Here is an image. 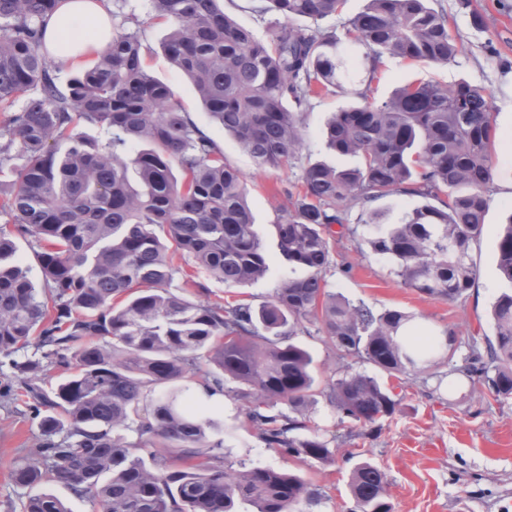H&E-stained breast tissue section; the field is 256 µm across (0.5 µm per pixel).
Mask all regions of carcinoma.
<instances>
[{
  "instance_id": "cac0c4a2",
  "label": "carcinoma",
  "mask_w": 512,
  "mask_h": 512,
  "mask_svg": "<svg viewBox=\"0 0 512 512\" xmlns=\"http://www.w3.org/2000/svg\"><path fill=\"white\" fill-rule=\"evenodd\" d=\"M62 0H0V166L24 164L0 183V354L10 358L6 387L24 389L40 417V437L12 469L22 488L56 483L98 512H294L321 494L303 476L268 466L224 464L207 441L211 406L194 388L245 401L247 424L265 444L312 467L335 451L308 433L307 412L321 396L340 421L375 425L399 400L378 375L418 377L456 340L402 336L413 316L373 312L326 290L336 245L356 229L353 207L393 194L426 203L396 222L364 209L376 225L371 250L394 264L402 284L455 302L474 285L471 244L480 236L493 179L495 127L483 88L414 80L382 101L350 102L333 113L327 147L359 159L338 168L307 165L304 190L288 193L275 224L281 256L305 274L284 279L259 305L175 293V260L186 256L229 287L264 278L269 256L255 233L236 168L174 100L171 86L143 65L137 20L58 82L62 64L44 47L46 21ZM223 0H151L170 21V64L193 85L210 117L261 167L288 165L302 145L299 113L311 96L334 94L347 60L336 32L319 21L344 0H256L260 16L280 14L269 38L237 23ZM309 21L307 25L296 23ZM346 37L365 48L375 79L385 55L446 65L456 56L448 16L429 0H368ZM97 126L102 139L76 131ZM179 170L183 179L174 175ZM339 225L342 231L333 230ZM31 240L42 279L32 281L17 239ZM497 266L512 282V225L499 236ZM494 334L459 372L473 387L512 398V293L492 306ZM314 324L336 353V371L319 386L312 355L291 338ZM32 347L30 357L12 355ZM371 365V374L353 368ZM52 370L68 376L47 395ZM169 391L155 395L156 388ZM283 403L288 411H276ZM135 427L137 440L118 431ZM357 512H391L386 473L370 461L352 468ZM23 512H67L52 494L27 497Z\"/></svg>"
}]
</instances>
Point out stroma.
<instances>
[{
    "label": "stroma",
    "instance_id": "35a3bbf8",
    "mask_svg": "<svg viewBox=\"0 0 512 512\" xmlns=\"http://www.w3.org/2000/svg\"><path fill=\"white\" fill-rule=\"evenodd\" d=\"M431 5L448 16L459 48L455 60L438 66L392 58L372 81L363 70L348 69L341 78L342 92L311 97L301 107L302 146L295 159L278 169L258 167L237 141L209 118L192 84L170 67L162 51L169 24L155 17L149 0H124L121 13L112 18L116 27L130 15L141 20L148 47L146 67L173 88L183 109L242 175L255 230L270 256L262 281L236 289L241 298L255 304L269 299L283 279L301 274L300 269L288 265L277 247L274 226L281 217L285 191L301 185L308 163L321 160L340 168L357 163L356 158L336 155L325 145L323 128L332 112L357 93L377 101L389 96L397 85L414 80L450 86L465 80L482 87L492 101L497 131L494 177L488 188L490 202L483 231L471 247L477 271L474 287L455 302L406 288L392 263L366 245L368 228L357 208L347 215L356 234L339 245L352 269L346 273L333 265L324 274L329 292L377 312H406L433 336L455 332L452 360L418 378L392 380L400 406L374 427L339 423L326 399H319L309 413L310 426L336 450L328 465L305 468L267 447L246 425L243 401L229 396L215 414L216 426L207 431L209 442H222L226 462L302 470L322 493L320 504L309 512H352L349 477L354 464L362 460L386 472L392 512H512V399L481 395L458 371L472 349L484 347L486 336L492 335L493 302L512 289L496 261L498 234L512 219V197L506 194L507 188H512V0H431ZM172 289L210 301L224 298L226 291L224 283L190 262L184 264ZM39 433V420L23 400L0 397V512H21L29 491L17 487L10 473L16 459L35 445Z\"/></svg>",
    "mask_w": 512,
    "mask_h": 512
}]
</instances>
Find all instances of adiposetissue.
<instances>
[{"label":"adipose tissue","mask_w":512,"mask_h":512,"mask_svg":"<svg viewBox=\"0 0 512 512\" xmlns=\"http://www.w3.org/2000/svg\"><path fill=\"white\" fill-rule=\"evenodd\" d=\"M111 39L112 22L105 0H62L46 24L50 53L75 69L87 66Z\"/></svg>","instance_id":"ef3b65f1"}]
</instances>
